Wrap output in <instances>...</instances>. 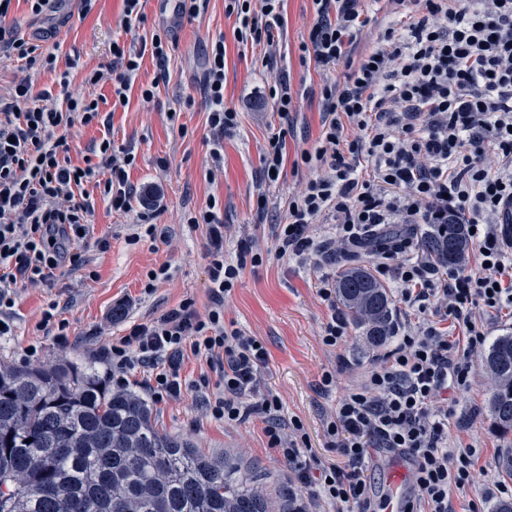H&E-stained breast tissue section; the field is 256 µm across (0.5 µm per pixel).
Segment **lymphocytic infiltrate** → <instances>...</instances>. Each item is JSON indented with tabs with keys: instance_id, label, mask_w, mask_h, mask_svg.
I'll list each match as a JSON object with an SVG mask.
<instances>
[{
	"instance_id": "f902f5d3",
	"label": "lymphocytic infiltrate",
	"mask_w": 512,
	"mask_h": 512,
	"mask_svg": "<svg viewBox=\"0 0 512 512\" xmlns=\"http://www.w3.org/2000/svg\"><path fill=\"white\" fill-rule=\"evenodd\" d=\"M285 0H224L235 19L234 38L264 47L262 67L275 59L273 28L284 23ZM314 17L300 60L323 73L320 133L311 148L289 155L287 129L273 133L261 158L264 178L285 168L307 170L299 195L288 202L285 223L272 227L279 257L307 263L319 250L316 225L331 224L336 242L360 246L386 224H444L449 215L471 227L469 269L440 265L415 253L411 237L372 250L374 272L395 282L416 321L394 324L392 348L365 380L338 398L325 420L340 463L322 461L309 448L301 422L286 417L280 397L263 389L266 346L224 321V298L261 253L240 245L224 258V220L215 200L189 217L206 228L210 303L198 311L186 299L148 323L132 325L105 349L112 386L125 390L128 372L146 370L155 400L181 394L186 353L203 357L219 374L201 376L197 398L209 415L227 423L262 419L276 449L306 490L313 507L331 512H373L365 472L373 453L411 458L414 492L405 512H456L451 494L482 475L475 448L448 449L447 391L470 385L472 358L488 338L487 316L512 308V0H386L383 18L371 19L363 0H312ZM378 32L359 50L367 25ZM166 34L149 48L117 45L111 68H95L86 84H111L122 106L144 56L166 68ZM20 60L26 77L0 89V334L11 335L8 316L18 283L47 282L62 263H77L94 203L84 185L101 181L112 210L136 211L146 236H164L154 204L133 207L129 171L136 156L99 143L96 162L72 164L68 132L98 122L92 98L73 94L68 75L34 90L31 75L56 67V55L0 30V65ZM342 78H334L335 70ZM203 93L220 157L238 113L224 104V40H212ZM317 294L328 309L324 346L338 349L349 324L336 308V281L325 272ZM461 328L449 336L444 323Z\"/></svg>"
}]
</instances>
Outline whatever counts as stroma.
<instances>
[{"mask_svg": "<svg viewBox=\"0 0 512 512\" xmlns=\"http://www.w3.org/2000/svg\"><path fill=\"white\" fill-rule=\"evenodd\" d=\"M285 22L275 30L277 63L259 71L255 52L243 49L233 36L234 21L224 13V0H208L193 20H181L180 36L172 38L165 81L146 102L132 90L127 107L113 109L112 89L84 83L87 70L111 63L113 41L138 43L158 28L152 0L145 4L142 24L124 25L123 0H96L83 15L77 0H63L56 11L32 15L27 0H15L4 25L7 31L50 50H56V69L39 74L35 89L56 82L69 72L75 93L102 99V121L75 126L69 135V157L83 164L92 144L111 138L114 146L133 150L136 165L129 181L137 194L156 197L154 221L167 229L165 238L140 236L135 213L111 210L98 187L87 184L94 200L89 235L77 246V264H63L53 282L18 285L13 309L14 333L0 337V361L23 368H49L67 360L94 366L103 380H111L112 368L100 356L103 346L124 336L132 324L146 323L193 299L198 310L209 303L207 290L206 236L188 219L216 198L226 224L224 256L234 259L243 237H251L264 256L262 265L246 268L224 301V319L248 335L260 338L269 353L264 371L266 389L277 393L287 416L301 421L308 444L325 461L338 457L329 448L323 416L334 408L335 395L318 392L324 371L339 369L338 389L364 380L373 357L359 336L351 334L341 351L327 349L318 334L327 316L315 288L316 271H334L327 253L317 257L318 267L279 258L270 227L279 223L288 208L302 174L285 170L276 183L261 174L260 157L268 139L280 127L269 89L279 76H287L293 89L303 90L293 128L287 137L289 153L310 147L320 132L321 117L316 91L322 82L314 67L301 64L299 46L308 37L313 19L312 0H287ZM224 38V99L239 114L238 126L224 137L221 172H214L210 151L212 134L207 124L203 94L206 46L216 36ZM81 66L72 70L70 58ZM268 207L258 210V194ZM167 266L166 279L157 281L153 293L143 291L148 270ZM56 304L64 319L67 343H59L55 330L42 328V313ZM210 368L204 358L188 356L182 377L188 386L181 395L155 402L159 429L190 439L204 452L234 456L243 465L267 477L274 485L292 481L287 465L268 444L261 420L228 424L211 418L200 407L191 381ZM488 379L481 365H474L468 390L448 400V445L473 446L479 453L484 476L479 485L454 492L457 512H492L500 495L496 484L502 475L497 461L512 448V437H502L490 422L486 408Z\"/></svg>", "mask_w": 512, "mask_h": 512, "instance_id": "stroma-1", "label": "stroma"}]
</instances>
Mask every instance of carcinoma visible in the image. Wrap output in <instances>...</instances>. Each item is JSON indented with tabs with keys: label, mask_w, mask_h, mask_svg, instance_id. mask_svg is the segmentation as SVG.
<instances>
[{
	"label": "carcinoma",
	"mask_w": 512,
	"mask_h": 512,
	"mask_svg": "<svg viewBox=\"0 0 512 512\" xmlns=\"http://www.w3.org/2000/svg\"><path fill=\"white\" fill-rule=\"evenodd\" d=\"M422 250L466 263V225L424 233ZM336 251V301L373 350L386 346L393 299L375 275ZM489 416L512 433V333L481 355ZM285 485L266 487L222 453L161 431L139 392L110 391L92 367L0 363V512H295Z\"/></svg>",
	"instance_id": "1"
}]
</instances>
